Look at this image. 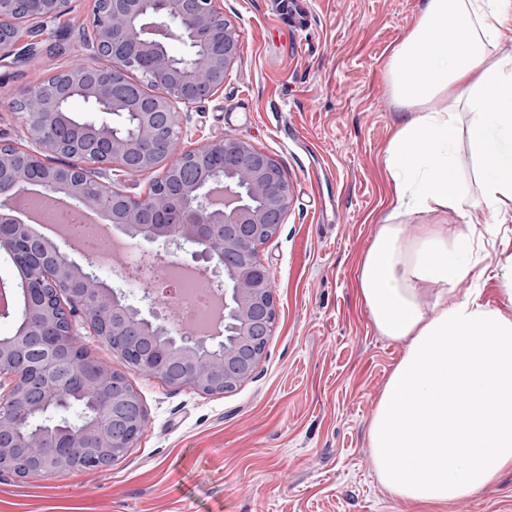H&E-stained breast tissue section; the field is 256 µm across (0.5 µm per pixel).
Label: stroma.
Masks as SVG:
<instances>
[{"label": "stroma", "mask_w": 512, "mask_h": 512, "mask_svg": "<svg viewBox=\"0 0 512 512\" xmlns=\"http://www.w3.org/2000/svg\"><path fill=\"white\" fill-rule=\"evenodd\" d=\"M222 3L240 53L223 89L180 112V142L245 141L275 158L288 183L284 220L259 248L277 306L265 353L241 386L206 395L131 370L77 328L90 357L139 393L145 427L103 469L0 472V512H416L370 465L369 424L403 347L374 328L356 274L391 200L385 147L401 108L385 63L423 0H301L299 27L274 0ZM90 8L74 0L70 15L48 23L38 54L0 66V141L25 144L12 102L29 85L86 62L80 33ZM455 164L461 207L406 217V230L444 224L482 237L475 271L448 300L476 292L512 315L496 270L512 254V202L496 215L476 205L467 139ZM428 512H512V471Z\"/></svg>", "instance_id": "stroma-1"}]
</instances>
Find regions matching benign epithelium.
I'll return each instance as SVG.
<instances>
[{
	"label": "benign epithelium",
	"instance_id": "obj_1",
	"mask_svg": "<svg viewBox=\"0 0 512 512\" xmlns=\"http://www.w3.org/2000/svg\"><path fill=\"white\" fill-rule=\"evenodd\" d=\"M73 0H0V64L37 53L25 40L72 11ZM217 0H94L82 39L93 57L30 85L16 101L30 146L0 142V251L18 270L23 303L20 328L0 338V469L21 478L59 474L76 451L101 468L130 447L145 421L139 395L116 374L84 355L73 337L75 318L96 336L119 338L137 371L167 385H189L220 395L249 380L276 320L271 274L258 247L282 224L290 203L280 164L248 144L215 138L194 149L179 147L181 109L224 87L236 61L237 33L224 22ZM182 43L178 58L169 43ZM80 100L98 120H75ZM128 113L136 128L124 135L112 116ZM118 167L101 182L96 169ZM160 168L147 190L126 181ZM27 186L62 190L96 209L106 223L128 231L144 256L169 261L191 248L190 260L224 270V316L236 339L215 348L212 337L179 333L170 322L145 317L73 260L64 245L30 236L14 211ZM81 385L101 410L94 419L46 447L19 423L68 407L66 390Z\"/></svg>",
	"mask_w": 512,
	"mask_h": 512
}]
</instances>
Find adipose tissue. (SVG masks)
I'll return each instance as SVG.
<instances>
[{
	"mask_svg": "<svg viewBox=\"0 0 512 512\" xmlns=\"http://www.w3.org/2000/svg\"><path fill=\"white\" fill-rule=\"evenodd\" d=\"M512 0H424L387 62L404 113L386 147L391 207L358 270L376 330L402 344L369 426L370 462L394 498L441 505L512 470V317L478 294L449 302L472 269L473 239L403 215L458 209L454 149L467 133L481 203L512 200V59L489 50ZM444 100L432 108L433 100Z\"/></svg>",
	"mask_w": 512,
	"mask_h": 512,
	"instance_id": "1",
	"label": "adipose tissue"
}]
</instances>
